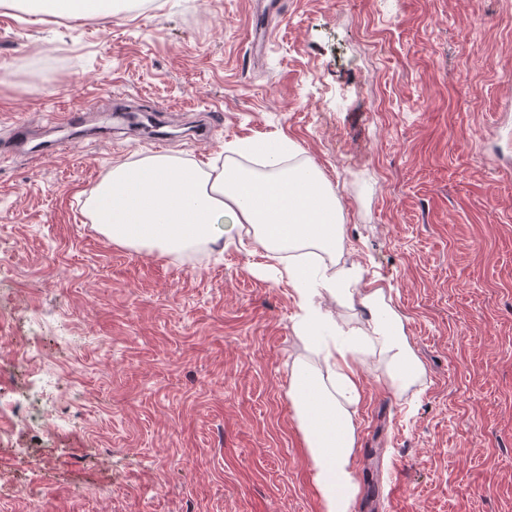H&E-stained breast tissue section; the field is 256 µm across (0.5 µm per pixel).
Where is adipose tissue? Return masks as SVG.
Returning a JSON list of instances; mask_svg holds the SVG:
<instances>
[{
    "label": "adipose tissue",
    "instance_id": "ef3b65f1",
    "mask_svg": "<svg viewBox=\"0 0 512 512\" xmlns=\"http://www.w3.org/2000/svg\"><path fill=\"white\" fill-rule=\"evenodd\" d=\"M233 151L260 158L265 173L240 165L213 164L205 170L165 154L114 165L89 200L92 223L118 245L175 256L218 245L226 223L253 231L268 251L278 254L284 276L301 299L306 318L297 330L300 340L306 347L317 346L325 316L316 297L324 292L337 300L352 298L360 281L358 271L340 269L322 276L320 288L310 285L318 253L336 252L341 244L336 196L316 170L288 165L296 148L286 135L247 141ZM362 301L370 308L367 330L340 337L326 349L330 378L301 361L291 369L289 396L323 512H350L359 492L353 416L363 387L350 358L361 341L387 354L396 389L413 384L422 372L383 289H373Z\"/></svg>",
    "mask_w": 512,
    "mask_h": 512
}]
</instances>
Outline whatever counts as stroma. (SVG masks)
<instances>
[{
    "instance_id": "stroma-1",
    "label": "stroma",
    "mask_w": 512,
    "mask_h": 512,
    "mask_svg": "<svg viewBox=\"0 0 512 512\" xmlns=\"http://www.w3.org/2000/svg\"><path fill=\"white\" fill-rule=\"evenodd\" d=\"M267 5L0 9V512H321L288 397L320 361L264 247L228 228L177 259L81 216L156 152L116 98L203 165L284 133L335 192L317 272L388 289L424 368L398 390L386 354L355 361L352 512H512V0ZM19 119L72 150L31 155ZM37 1L36 10L39 13H44L47 16L54 17H91V16H106L110 13L107 10L101 9L97 3L103 1L96 0H35ZM76 2H83V6H78Z\"/></svg>"
}]
</instances>
